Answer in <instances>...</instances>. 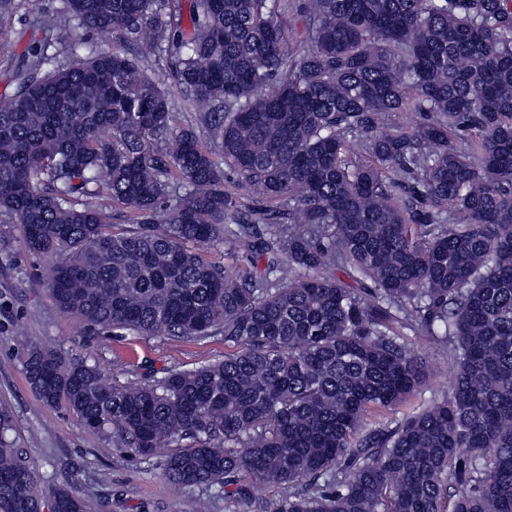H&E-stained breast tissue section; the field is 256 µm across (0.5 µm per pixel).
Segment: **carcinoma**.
<instances>
[{"label":"carcinoma","instance_id":"carcinoma-1","mask_svg":"<svg viewBox=\"0 0 512 512\" xmlns=\"http://www.w3.org/2000/svg\"><path fill=\"white\" fill-rule=\"evenodd\" d=\"M63 23L118 44L29 48L0 215L65 254L62 312L225 351L115 386L31 344L42 403L139 456L176 445L166 481L229 512H512V0H63ZM219 244L251 270L209 262ZM409 331L452 370L401 415L427 379ZM12 427L1 409L0 512H86L38 489Z\"/></svg>","mask_w":512,"mask_h":512}]
</instances>
